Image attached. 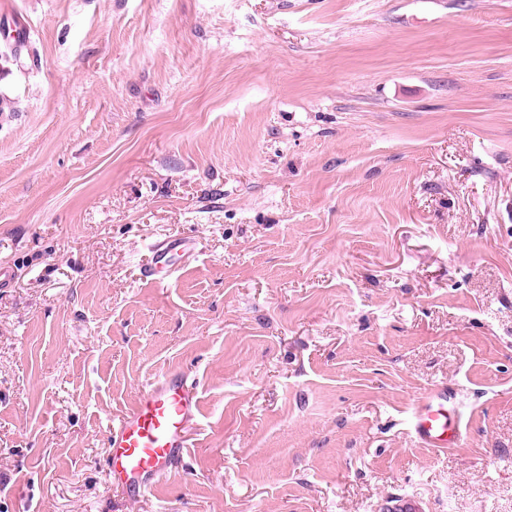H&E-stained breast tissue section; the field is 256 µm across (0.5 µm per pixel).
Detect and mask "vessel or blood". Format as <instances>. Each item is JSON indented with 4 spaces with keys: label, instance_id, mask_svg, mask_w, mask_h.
<instances>
[{
    "label": "vessel or blood",
    "instance_id": "obj_1",
    "mask_svg": "<svg viewBox=\"0 0 512 512\" xmlns=\"http://www.w3.org/2000/svg\"><path fill=\"white\" fill-rule=\"evenodd\" d=\"M151 260L141 270L143 281L157 284L172 278L180 263L198 258L197 244L188 237L153 240ZM202 414L192 384L181 375L147 381L135 405L108 425V475L136 496L156 489L174 459L188 446V430ZM411 428L425 448L447 449L463 439L461 421L447 388L422 397L412 411Z\"/></svg>",
    "mask_w": 512,
    "mask_h": 512
}]
</instances>
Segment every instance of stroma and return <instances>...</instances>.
Wrapping results in <instances>:
<instances>
[{
  "mask_svg": "<svg viewBox=\"0 0 512 512\" xmlns=\"http://www.w3.org/2000/svg\"><path fill=\"white\" fill-rule=\"evenodd\" d=\"M0 512H512V0H0ZM195 237L181 276L139 268ZM168 371L188 452L107 423ZM457 392L460 447L409 418ZM151 260L141 270V279L151 284H161V279H171L181 265L198 259L199 252L194 239L188 237L155 239L148 245ZM183 260L181 265H176ZM201 414L193 384L181 375L147 381L135 405L108 425L109 477L138 497L156 489Z\"/></svg>",
  "mask_w": 512,
  "mask_h": 512,
  "instance_id": "1",
  "label": "stroma"
}]
</instances>
